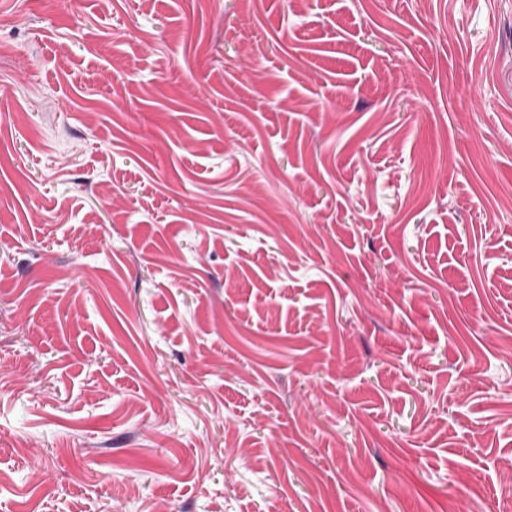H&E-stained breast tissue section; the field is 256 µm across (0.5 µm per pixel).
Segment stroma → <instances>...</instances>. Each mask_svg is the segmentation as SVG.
I'll return each instance as SVG.
<instances>
[{"mask_svg":"<svg viewBox=\"0 0 512 512\" xmlns=\"http://www.w3.org/2000/svg\"><path fill=\"white\" fill-rule=\"evenodd\" d=\"M512 0H0V512H512Z\"/></svg>","mask_w":512,"mask_h":512,"instance_id":"1","label":"stroma"}]
</instances>
